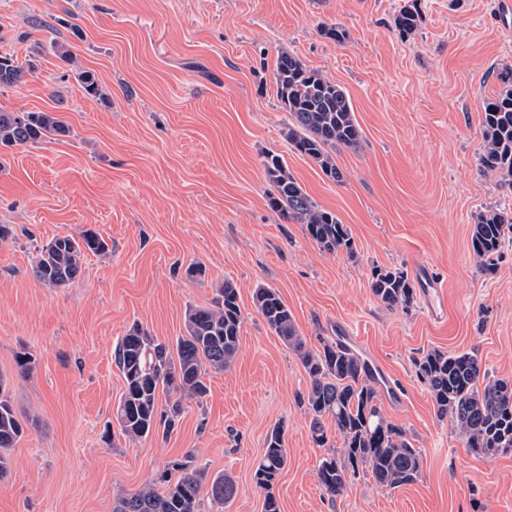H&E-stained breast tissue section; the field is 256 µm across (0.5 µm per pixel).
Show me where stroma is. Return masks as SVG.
Returning <instances> with one entry per match:
<instances>
[{
    "label": "stroma",
    "instance_id": "obj_1",
    "mask_svg": "<svg viewBox=\"0 0 512 512\" xmlns=\"http://www.w3.org/2000/svg\"><path fill=\"white\" fill-rule=\"evenodd\" d=\"M404 0H0V54L28 72L0 88V108L55 112L66 135L0 150V376L24 433L0 481V512H112L192 457L230 474L234 501L204 512H263L254 480L267 434L281 427L287 465L280 512H512V452L476 456L438 419L412 360L473 351L512 379V244L493 273L471 246L474 218L512 204V182L477 158L482 112L512 66V8L504 0H417L419 29L401 37ZM346 29L343 43L322 25ZM77 58L63 62L57 45ZM347 93L362 138L336 153L343 183L293 152L276 95L281 52ZM92 71L88 95L76 68ZM282 156L322 208L346 224L356 253L321 251L268 196L263 162ZM92 230L110 250L87 255L68 287L32 275L36 249ZM206 268L201 280L188 266ZM400 268L442 288L446 311L423 297L389 309L370 288L374 268ZM231 281L244 317L234 364L208 371L167 435L126 439L114 418L123 375L118 341L140 325L157 341L185 333V311ZM276 289L307 347L344 325L389 374L387 419L421 450L419 480L395 490L363 472L342 496L316 478L325 449L300 399L310 379L258 314L257 286ZM30 354L22 373L17 359Z\"/></svg>",
    "mask_w": 512,
    "mask_h": 512
}]
</instances>
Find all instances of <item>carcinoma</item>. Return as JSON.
Masks as SVG:
<instances>
[{
  "instance_id": "1",
  "label": "carcinoma",
  "mask_w": 512,
  "mask_h": 512,
  "mask_svg": "<svg viewBox=\"0 0 512 512\" xmlns=\"http://www.w3.org/2000/svg\"><path fill=\"white\" fill-rule=\"evenodd\" d=\"M422 16L403 6L394 17L402 36L413 33ZM25 66L9 54L0 55V87L21 81ZM277 96L288 112L283 136L294 151L311 158L322 173L336 183L344 181L337 167L336 150L357 146L361 130L349 97L336 82L310 69L296 56L283 52L274 73ZM504 90L484 107L480 171L502 179L512 178V67L497 74ZM84 91L100 94L94 73L77 72ZM69 128L54 112H9L0 109V148L38 144ZM264 170L272 187L271 207L288 220L305 226L317 246L326 252L355 255L354 240L336 214L321 208L301 187L288 165L277 154L265 157ZM512 242V217L490 210L473 224L471 244L479 268L493 273L500 250ZM109 245L91 230L51 239L36 249L32 274L47 288H64L80 274L88 254L108 253ZM372 294L385 307L407 309L416 289L403 270L377 268L371 272ZM254 305L268 328L298 356L311 379V388L300 403L310 416L309 433L320 448L328 443L325 420L333 422L342 446L327 452L316 473L323 491L341 496L361 470L389 489L411 484L421 475V451L406 431L387 421L378 406L368 364L340 341L326 340L312 349L295 325L292 313L277 290L263 285L255 289ZM243 316L235 285L226 281L216 288L208 306H191L185 314V335L174 348L155 342L148 331L132 326L114 350V361L125 386L115 410L120 434L147 437L158 429L172 430L188 399L201 400L208 391L207 369L223 370L234 362L240 344ZM418 380L433 399L437 417L450 420L477 456H493L498 448H512V380L489 375L477 353L428 351L413 360ZM167 393L159 407V391ZM23 433L11 400L0 380V480L10 471V448ZM287 464L284 434L274 427L266 437L261 460L254 473L257 487L265 492L264 512H280L273 493ZM178 478L163 479V490L152 485L115 501L113 512H202L200 492L208 485L211 501L231 502L235 481L222 473L210 474L188 460L178 464Z\"/></svg>"
}]
</instances>
